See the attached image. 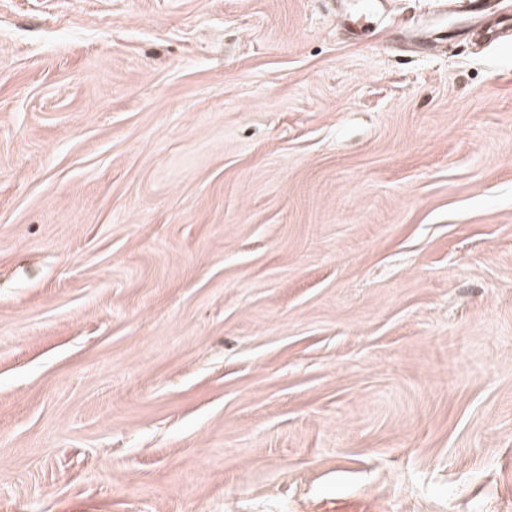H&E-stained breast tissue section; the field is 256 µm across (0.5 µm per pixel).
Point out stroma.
Instances as JSON below:
<instances>
[{
    "mask_svg": "<svg viewBox=\"0 0 512 512\" xmlns=\"http://www.w3.org/2000/svg\"><path fill=\"white\" fill-rule=\"evenodd\" d=\"M364 5L0 0V512H512V42Z\"/></svg>",
    "mask_w": 512,
    "mask_h": 512,
    "instance_id": "1",
    "label": "stroma"
}]
</instances>
